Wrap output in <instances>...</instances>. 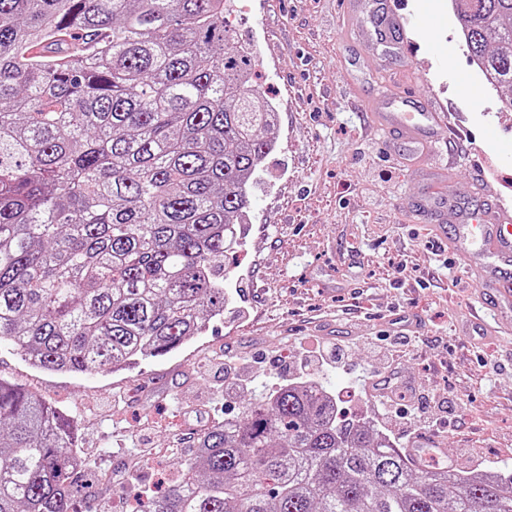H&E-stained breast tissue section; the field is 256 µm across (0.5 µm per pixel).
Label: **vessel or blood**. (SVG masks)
Returning <instances> with one entry per match:
<instances>
[{
  "label": "vessel or blood",
  "instance_id": "vessel-or-blood-1",
  "mask_svg": "<svg viewBox=\"0 0 512 512\" xmlns=\"http://www.w3.org/2000/svg\"><path fill=\"white\" fill-rule=\"evenodd\" d=\"M410 92L400 87L392 95L388 111L371 113L372 123L396 132L412 151L427 147L443 115L434 109L422 112L402 110ZM461 221L453 227L436 225V232L445 234L448 252L462 268L476 278L487 306L474 321L476 330L487 332L492 322L512 320V214L490 207L478 211H460Z\"/></svg>",
  "mask_w": 512,
  "mask_h": 512
}]
</instances>
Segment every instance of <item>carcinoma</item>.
Here are the masks:
<instances>
[{
    "label": "carcinoma",
    "mask_w": 512,
    "mask_h": 512,
    "mask_svg": "<svg viewBox=\"0 0 512 512\" xmlns=\"http://www.w3.org/2000/svg\"><path fill=\"white\" fill-rule=\"evenodd\" d=\"M451 6L512 88V0ZM275 122L224 0H0V341L92 374L200 333ZM325 391L254 395L142 512H512V475L415 468ZM89 467L70 418L0 377V512H75Z\"/></svg>",
    "instance_id": "cac0c4a2"
}]
</instances>
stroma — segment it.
Masks as SVG:
<instances>
[{
	"label": "stroma",
	"instance_id": "obj_1",
	"mask_svg": "<svg viewBox=\"0 0 512 512\" xmlns=\"http://www.w3.org/2000/svg\"><path fill=\"white\" fill-rule=\"evenodd\" d=\"M395 2L409 19L422 11L434 21L427 32L406 25L409 57L344 0H243L230 15L276 114V144L249 188L241 245L224 260V313L201 336L91 375L37 370L0 343V377L60 406L78 429L91 467L78 478L89 495L77 512H136L148 489L175 480L198 434L240 415L260 384H288L294 358L329 343L348 344L351 364L316 380L348 416L375 420L385 375L375 336L411 340L392 381L412 382L408 401L435 398L438 452L457 468L512 472V324L465 332L478 291L432 231L458 212L422 206L466 190L471 207L512 210V112L497 111L492 89L477 102L462 97L460 83L482 80L448 0ZM400 82L413 108L448 115L416 156L369 121ZM227 360L242 375L233 394L217 373ZM143 431L156 449L148 459ZM106 471L114 482L102 483Z\"/></svg>",
	"mask_w": 512,
	"mask_h": 512
}]
</instances>
